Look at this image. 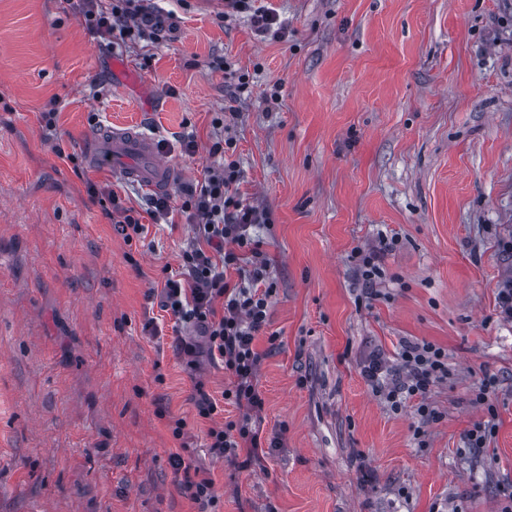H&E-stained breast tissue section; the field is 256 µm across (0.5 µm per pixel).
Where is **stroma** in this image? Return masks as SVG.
Returning <instances> with one entry per match:
<instances>
[{
    "label": "stroma",
    "instance_id": "1",
    "mask_svg": "<svg viewBox=\"0 0 512 512\" xmlns=\"http://www.w3.org/2000/svg\"><path fill=\"white\" fill-rule=\"evenodd\" d=\"M154 5L175 32L114 50L66 0H0V512H198L170 464L180 419L218 512H498L512 486V321L498 308L512 0H257L280 39L224 0ZM115 123L162 144L178 184L232 140L241 196L271 215L256 229L275 288L257 341L261 464L209 454L152 294L190 224L150 223L128 244L86 192L149 196L121 161L86 157L89 133ZM391 237L365 291L350 255ZM422 340L447 350L448 378L420 446L413 409L391 412L361 365ZM486 422V448L470 449Z\"/></svg>",
    "mask_w": 512,
    "mask_h": 512
}]
</instances>
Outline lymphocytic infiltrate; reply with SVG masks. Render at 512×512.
<instances>
[{
	"instance_id": "1",
	"label": "lymphocytic infiltrate",
	"mask_w": 512,
	"mask_h": 512,
	"mask_svg": "<svg viewBox=\"0 0 512 512\" xmlns=\"http://www.w3.org/2000/svg\"><path fill=\"white\" fill-rule=\"evenodd\" d=\"M72 9L89 33L108 40L134 36L159 38L164 23L149 0H72ZM241 174L235 164L218 163L207 168L200 180L182 186L180 206H172L171 195H153L146 210L124 205L112 188L87 182L91 197L108 202L106 216L117 224L125 241L142 237L143 216L153 221L173 223L175 215L185 216L195 229L193 239L181 254V269L165 276L160 292L164 311L177 328L200 335L199 340L177 338L175 349L189 369H197L200 356L222 362L233 382L221 398H213L203 383H196L195 407L199 417L211 420L207 431L212 457L236 460L246 449L248 462L259 461L264 398L257 385L261 355L256 348L260 331L269 323L270 299L274 293L268 280L271 260L255 229L269 223L267 211L246 203L238 194ZM234 269L237 282H229L227 269ZM361 375L392 412L413 407L419 419L415 438H423L428 423L438 412L429 401L432 386L448 377V354L430 342L401 344L396 362L384 352L365 356ZM239 410L238 419L215 422L221 401ZM179 487L200 508L215 506L218 497L210 471L195 465L188 446L171 456Z\"/></svg>"
}]
</instances>
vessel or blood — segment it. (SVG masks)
Here are the masks:
<instances>
[{
    "mask_svg": "<svg viewBox=\"0 0 512 512\" xmlns=\"http://www.w3.org/2000/svg\"><path fill=\"white\" fill-rule=\"evenodd\" d=\"M87 151L93 160L104 153L126 160L123 176L146 189L165 191L173 183L174 172L165 162L155 141L137 127L115 125L111 129L92 133L87 140Z\"/></svg>",
    "mask_w": 512,
    "mask_h": 512,
    "instance_id": "1",
    "label": "vessel or blood"
}]
</instances>
